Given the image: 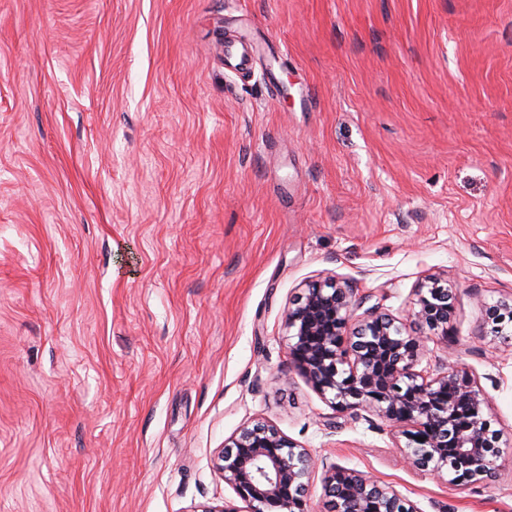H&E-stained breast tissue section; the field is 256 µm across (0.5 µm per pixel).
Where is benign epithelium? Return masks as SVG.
<instances>
[{
  "instance_id": "1",
  "label": "benign epithelium",
  "mask_w": 512,
  "mask_h": 512,
  "mask_svg": "<svg viewBox=\"0 0 512 512\" xmlns=\"http://www.w3.org/2000/svg\"><path fill=\"white\" fill-rule=\"evenodd\" d=\"M417 296L419 331L410 332L375 310L354 317L360 302L346 282L306 284L286 313L293 339L289 362L336 411L367 412L408 437L403 454L415 468L436 462L448 466L453 482L490 481L499 433L484 417L485 393L465 370L440 363L431 378L416 370L425 341L448 335L451 292L441 278L431 277ZM505 313L512 318V304L489 309L490 334L504 335ZM214 468L247 512H305V479L316 462L276 428L257 422L218 451ZM324 484V512H360L373 500L377 512H418L411 501L356 470L335 467L325 473Z\"/></svg>"
}]
</instances>
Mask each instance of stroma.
Wrapping results in <instances>:
<instances>
[{"label":"stroma","instance_id":"obj_1","mask_svg":"<svg viewBox=\"0 0 512 512\" xmlns=\"http://www.w3.org/2000/svg\"><path fill=\"white\" fill-rule=\"evenodd\" d=\"M248 32L252 68L225 67ZM453 290L497 475L420 471L288 361L306 282L409 322ZM512 0H0V512L245 507L214 475L264 421L419 512H512Z\"/></svg>","mask_w":512,"mask_h":512}]
</instances>
